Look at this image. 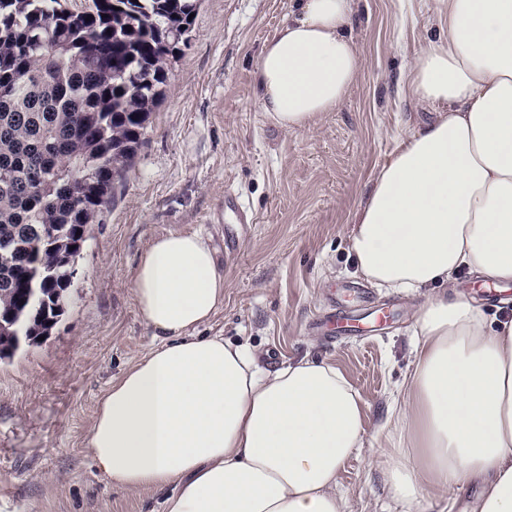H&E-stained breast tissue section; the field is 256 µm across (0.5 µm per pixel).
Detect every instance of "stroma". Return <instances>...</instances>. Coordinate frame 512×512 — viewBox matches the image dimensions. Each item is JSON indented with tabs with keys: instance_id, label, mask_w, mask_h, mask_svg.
Segmentation results:
<instances>
[{
	"instance_id": "stroma-1",
	"label": "stroma",
	"mask_w": 512,
	"mask_h": 512,
	"mask_svg": "<svg viewBox=\"0 0 512 512\" xmlns=\"http://www.w3.org/2000/svg\"><path fill=\"white\" fill-rule=\"evenodd\" d=\"M294 9L200 0L124 186L91 227L63 315L42 343L0 362V512H162L166 490L109 485L86 441L113 379L157 343L132 282L149 243L175 231L202 234L221 261L224 304L205 334L249 346L270 371L309 357L344 374L365 429L339 473L344 512H385L386 476L366 457L402 402L423 299L357 274L351 216L400 140L432 119L405 76L437 24L431 0H359V79L336 111L287 132L262 112L254 67ZM228 193L256 222L227 263L214 215ZM344 304L389 319L336 338L326 320Z\"/></svg>"
}]
</instances>
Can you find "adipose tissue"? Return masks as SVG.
<instances>
[{"instance_id":"ef3b65f1","label":"adipose tissue","mask_w":512,"mask_h":512,"mask_svg":"<svg viewBox=\"0 0 512 512\" xmlns=\"http://www.w3.org/2000/svg\"><path fill=\"white\" fill-rule=\"evenodd\" d=\"M358 0H296L255 65L260 107L286 131L310 128L360 74ZM440 33L407 84L435 113L375 173L355 211L358 274L425 291L414 369L394 431L371 450L388 512H512V318L488 321L455 273L512 284V0H433ZM224 274L194 232L151 241L134 274L159 343L101 399L88 436L102 477L126 490L170 488L163 512H343L339 472L363 446L357 393L329 364L268 371L248 347L203 336L224 304Z\"/></svg>"}]
</instances>
